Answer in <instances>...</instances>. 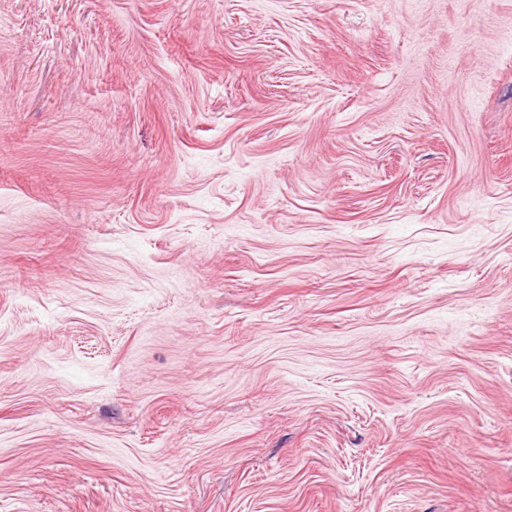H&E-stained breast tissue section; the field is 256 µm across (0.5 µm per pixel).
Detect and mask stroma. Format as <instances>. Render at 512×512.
Segmentation results:
<instances>
[{"mask_svg":"<svg viewBox=\"0 0 512 512\" xmlns=\"http://www.w3.org/2000/svg\"><path fill=\"white\" fill-rule=\"evenodd\" d=\"M0 512H512V0H0Z\"/></svg>","mask_w":512,"mask_h":512,"instance_id":"35a3bbf8","label":"stroma"}]
</instances>
